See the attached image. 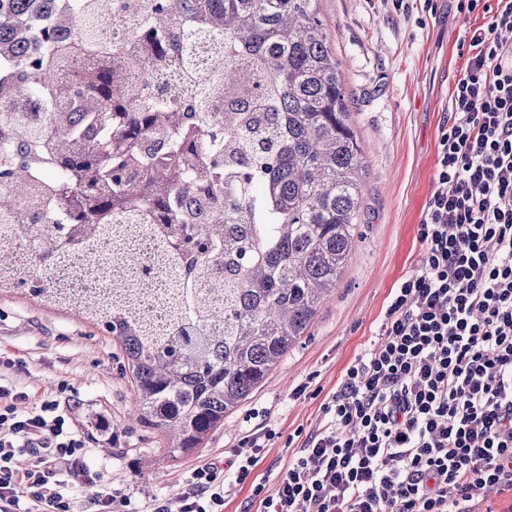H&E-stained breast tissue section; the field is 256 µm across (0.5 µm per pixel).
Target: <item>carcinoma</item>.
Instances as JSON below:
<instances>
[{
	"label": "carcinoma",
	"instance_id": "obj_1",
	"mask_svg": "<svg viewBox=\"0 0 512 512\" xmlns=\"http://www.w3.org/2000/svg\"><path fill=\"white\" fill-rule=\"evenodd\" d=\"M0 0V249L32 233L48 274L102 242L137 208L159 236L167 318L123 293L74 299L0 269V292L71 311L115 339L132 419L166 436L174 459L202 449L261 387L335 290L359 234L366 159L319 0H115L151 29L135 50L100 46L99 0ZM224 35V69L177 102L140 107L132 74L186 66L183 25ZM94 62L61 80L72 56ZM252 85L220 117V94ZM64 105L36 115L27 98ZM30 207L15 224L16 206Z\"/></svg>",
	"mask_w": 512,
	"mask_h": 512
}]
</instances>
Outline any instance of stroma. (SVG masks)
Wrapping results in <instances>:
<instances>
[{
  "instance_id": "35a3bbf8",
  "label": "stroma",
  "mask_w": 512,
  "mask_h": 512,
  "mask_svg": "<svg viewBox=\"0 0 512 512\" xmlns=\"http://www.w3.org/2000/svg\"><path fill=\"white\" fill-rule=\"evenodd\" d=\"M328 40L345 78L347 105L367 161L362 237L335 291L308 336L264 385L193 455L170 458L162 437L128 419L133 394L123 378L120 348L77 315L19 293L0 296V351L19 359L9 379L31 402L57 401L85 435L88 462L106 484L132 502L173 498L190 471L224 458L249 416L278 431L255 473L275 488L296 429L319 419L320 398L295 397L296 388H335L349 363L375 340L389 294L416 264L422 210L435 186L439 130L464 60L457 43L465 30L454 0H416L412 10L392 0H319ZM107 416L121 432L107 441L92 427Z\"/></svg>"
}]
</instances>
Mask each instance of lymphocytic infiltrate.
Masks as SVG:
<instances>
[{
  "label": "lymphocytic infiltrate",
  "mask_w": 512,
  "mask_h": 512,
  "mask_svg": "<svg viewBox=\"0 0 512 512\" xmlns=\"http://www.w3.org/2000/svg\"><path fill=\"white\" fill-rule=\"evenodd\" d=\"M483 16L440 129L436 186L419 222L420 258L393 288L376 341L347 366L294 448L275 491L251 478L277 436L242 433L231 459L194 468L177 498L147 512H475L512 494V0H456ZM0 376V512H136L104 486L82 436L53 400Z\"/></svg>",
  "instance_id": "obj_1"
}]
</instances>
